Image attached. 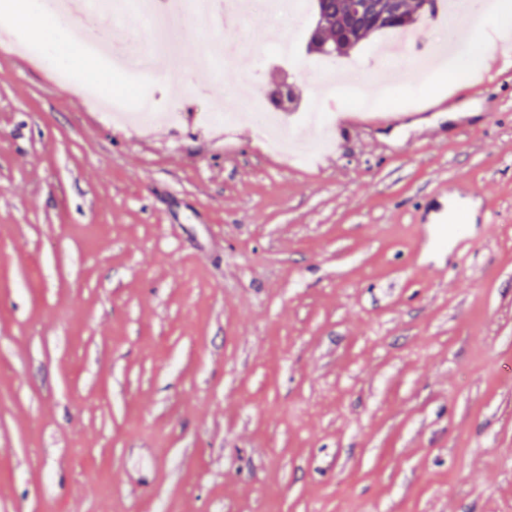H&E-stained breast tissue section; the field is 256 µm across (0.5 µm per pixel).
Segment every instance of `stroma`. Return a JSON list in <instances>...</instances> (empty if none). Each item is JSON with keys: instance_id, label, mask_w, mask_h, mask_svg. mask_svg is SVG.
Instances as JSON below:
<instances>
[{"instance_id": "obj_1", "label": "stroma", "mask_w": 512, "mask_h": 512, "mask_svg": "<svg viewBox=\"0 0 512 512\" xmlns=\"http://www.w3.org/2000/svg\"><path fill=\"white\" fill-rule=\"evenodd\" d=\"M486 14L437 11L464 52L326 103L307 159L252 121L207 120L238 80L317 99L311 0L280 17L288 62L182 91L176 122L116 123L78 87L127 81L37 45L0 46V512H512V67L455 72ZM466 104L449 117L429 102ZM397 125L340 124L358 110ZM453 179L487 209L459 254L412 265L423 193Z\"/></svg>"}]
</instances>
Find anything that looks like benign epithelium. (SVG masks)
<instances>
[{"label": "benign epithelium", "mask_w": 512, "mask_h": 512, "mask_svg": "<svg viewBox=\"0 0 512 512\" xmlns=\"http://www.w3.org/2000/svg\"><path fill=\"white\" fill-rule=\"evenodd\" d=\"M338 14L323 2L316 7L311 49L326 57L340 58L366 38L364 29L381 30L406 10L405 0H339Z\"/></svg>", "instance_id": "7a95c632"}]
</instances>
